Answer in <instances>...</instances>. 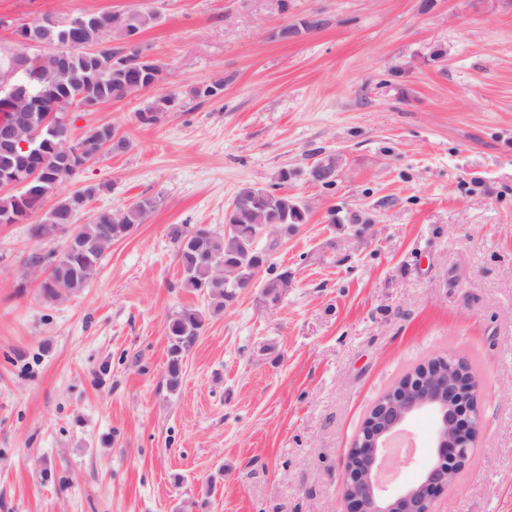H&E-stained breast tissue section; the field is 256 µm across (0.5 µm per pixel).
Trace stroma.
I'll list each match as a JSON object with an SVG mask.
<instances>
[{"instance_id":"obj_1","label":"stroma","mask_w":512,"mask_h":512,"mask_svg":"<svg viewBox=\"0 0 512 512\" xmlns=\"http://www.w3.org/2000/svg\"><path fill=\"white\" fill-rule=\"evenodd\" d=\"M130 9L157 13L139 43L170 77L74 113L73 137L111 124L132 146L57 196L101 185L83 224L157 205L56 303L23 272L66 232L0 224V512H345L367 411L448 354L470 365L484 420L434 510L512 512V0H0L26 23ZM218 78V96H190ZM156 93L179 103L140 126ZM329 158L324 186L309 172ZM246 183L309 209L270 257L293 284L207 315L170 392L167 322L207 303L180 288L166 228L223 230ZM408 429L419 453L399 486L432 454L431 416Z\"/></svg>"}]
</instances>
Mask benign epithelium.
<instances>
[{"label": "benign epithelium", "mask_w": 512, "mask_h": 512, "mask_svg": "<svg viewBox=\"0 0 512 512\" xmlns=\"http://www.w3.org/2000/svg\"><path fill=\"white\" fill-rule=\"evenodd\" d=\"M59 20L44 13L32 29L19 37L23 50L7 79L26 71L32 47L50 46L47 56L62 57L52 40ZM480 393L469 369L453 355L428 359L406 374L370 409L353 448L344 462L342 484L346 512H434L436 498L448 489L468 465L483 413H474ZM423 410L434 413L437 425L432 436L433 458L418 481L406 487H385L380 474L385 451L404 425Z\"/></svg>", "instance_id": "7a95c632"}]
</instances>
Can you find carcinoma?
I'll return each instance as SVG.
<instances>
[{
    "label": "carcinoma",
    "mask_w": 512,
    "mask_h": 512,
    "mask_svg": "<svg viewBox=\"0 0 512 512\" xmlns=\"http://www.w3.org/2000/svg\"><path fill=\"white\" fill-rule=\"evenodd\" d=\"M130 26L140 32L156 20L151 11L130 12ZM108 13L89 11L85 23L63 26L53 32L55 42L66 46L64 57L56 67L43 62L40 55L31 54L28 70L40 74L53 68L49 81L23 77L15 80L19 95L25 101L18 104L20 111L13 113L11 140H0V174L5 171H20L27 167L38 169L36 176L26 173L31 179L16 193L0 194V224H28L36 235L50 238L65 227L77 232L76 240L64 253H34L27 261L35 268L33 277L42 279L40 288L48 301H56L74 295L85 288L95 276L98 264L112 243L129 233L156 206V200L145 197L119 211H102L87 224H79L76 215L82 203L93 197L98 185L82 189L83 195L73 193L60 199L52 208L44 210L48 197L60 186L79 174L70 167L62 151L73 145L87 154H94L100 146L112 140L115 128L98 125L89 128L74 140L71 124L46 126L39 141L30 145L29 163L18 159L19 144L30 140L33 125L39 123L51 110L55 101H64L73 111H83L88 105L99 106L119 101L127 96V86L141 81L158 87L169 77L168 66L158 59L139 68L131 65L115 69V65L135 57L136 49L129 46V32L119 24H107ZM112 69V78H101V72ZM177 106L171 95H157L144 108L135 113L141 126H155L158 118ZM307 210L293 197L277 192L274 188H258L245 185V194L237 208L225 223L232 225L229 232L215 231L205 225L180 224L185 234L181 243H173L177 262L183 276L179 287L200 293L209 300L213 312L224 310L226 303L236 298L239 288L232 287L224 278V265L262 269L270 263V256L277 242L268 244L264 251H244L242 244L254 239L259 230L267 225H280L288 229L290 224L307 223ZM291 277L283 269L262 283L263 295L278 297L288 292ZM204 314L196 308H184L167 323L169 359L166 369L167 386L176 390L182 380V357L195 341L203 326Z\"/></svg>",
    "instance_id": "carcinoma-1"
}]
</instances>
